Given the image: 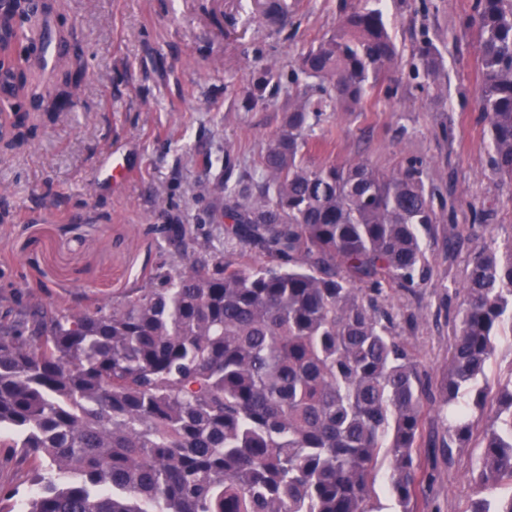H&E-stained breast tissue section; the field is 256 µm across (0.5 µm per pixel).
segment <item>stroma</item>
Listing matches in <instances>:
<instances>
[{
    "label": "stroma",
    "mask_w": 512,
    "mask_h": 512,
    "mask_svg": "<svg viewBox=\"0 0 512 512\" xmlns=\"http://www.w3.org/2000/svg\"><path fill=\"white\" fill-rule=\"evenodd\" d=\"M472 0H383L399 61L370 90L362 111L342 112L312 132L313 165L365 161L389 173L419 163L438 216L423 237L427 270L411 289L384 288L422 373L440 383L453 349L475 254L512 245V179L490 165L489 126L475 102L477 37L465 25ZM345 0H53L48 29L68 31L87 68L78 97L65 83L69 56L33 65L29 83L56 99L25 103L27 137L0 143V317L16 300L66 307L121 299L169 249L157 228L187 224L233 264L262 262L229 239L224 201L202 186L249 180L278 133L297 56L337 24ZM434 45L440 83L418 61ZM280 74L254 83L268 62ZM130 177L102 182L105 149ZM465 447L447 448L448 413L429 405L422 446H435L433 483L418 512H468L488 414ZM32 462L0 448V485L28 494Z\"/></svg>",
    "instance_id": "stroma-1"
}]
</instances>
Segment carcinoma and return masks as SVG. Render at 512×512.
Here are the masks:
<instances>
[{
  "instance_id": "1",
  "label": "carcinoma",
  "mask_w": 512,
  "mask_h": 512,
  "mask_svg": "<svg viewBox=\"0 0 512 512\" xmlns=\"http://www.w3.org/2000/svg\"><path fill=\"white\" fill-rule=\"evenodd\" d=\"M376 0L346 11L298 59L258 192L226 184L228 234L259 248L232 264L186 224L161 228L173 259L121 300L25 305L0 326V447L40 462L20 512H371L375 465L417 512L424 407L448 406L465 444L489 392L474 387L512 332V246L474 257L448 376L426 386L376 294L424 269L437 223L423 170L314 166V127L355 112L398 60ZM477 105L493 172L512 179V0H473ZM440 80L436 49L420 51ZM469 512H512V381L498 387ZM18 495L0 487V512Z\"/></svg>"
}]
</instances>
